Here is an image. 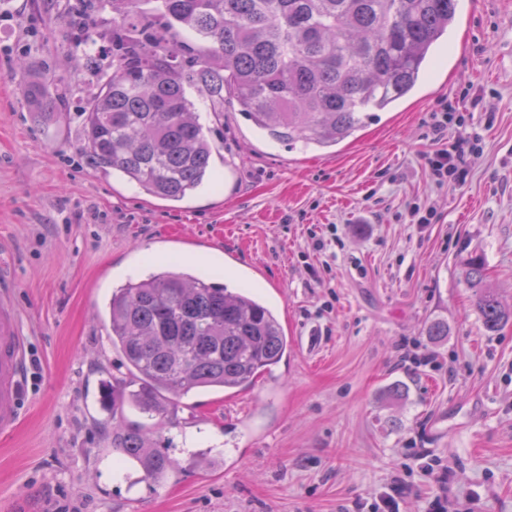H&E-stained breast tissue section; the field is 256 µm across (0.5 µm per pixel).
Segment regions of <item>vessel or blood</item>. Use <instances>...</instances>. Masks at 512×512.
I'll use <instances>...</instances> for the list:
<instances>
[{"mask_svg":"<svg viewBox=\"0 0 512 512\" xmlns=\"http://www.w3.org/2000/svg\"><path fill=\"white\" fill-rule=\"evenodd\" d=\"M28 341L15 311L0 304V434L14 427L21 416V389Z\"/></svg>","mask_w":512,"mask_h":512,"instance_id":"vessel-or-blood-1","label":"vessel or blood"}]
</instances>
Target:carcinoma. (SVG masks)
Here are the masks:
<instances>
[{"label":"carcinoma","mask_w":512,"mask_h":512,"mask_svg":"<svg viewBox=\"0 0 512 512\" xmlns=\"http://www.w3.org/2000/svg\"><path fill=\"white\" fill-rule=\"evenodd\" d=\"M456 23V0H112V70L98 68L86 33L70 48L73 70L25 79L21 92L35 112H63L76 76L91 73L79 112L86 165L181 202L213 179L214 145L189 91L215 113L232 101L290 149L332 148L420 91ZM466 276L487 331L512 320L481 257L467 259ZM105 309L112 347L137 382L108 386L115 413L166 422L189 394L236 393L288 355L261 296L191 267L161 262L113 287ZM112 447L155 483L177 465L139 426L113 429Z\"/></svg>","instance_id":"1"}]
</instances>
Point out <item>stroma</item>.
<instances>
[{"label": "stroma", "mask_w": 512, "mask_h": 512, "mask_svg": "<svg viewBox=\"0 0 512 512\" xmlns=\"http://www.w3.org/2000/svg\"><path fill=\"white\" fill-rule=\"evenodd\" d=\"M459 9L422 90L330 150L196 99L220 184L174 205L80 159L85 91L54 116L15 78L23 60L65 70L82 31L108 49L111 9L0 0V297L29 343L0 512H374L392 491L403 512L438 496L447 512H512V322L487 332L465 276L483 256L512 308V0ZM465 92L482 149L464 186L440 189L426 122ZM416 203L434 223H410ZM150 254L254 288L288 336L250 389L196 393L161 426L128 413L178 461L160 485L117 465L100 401L125 376L105 303ZM434 321L447 336H427Z\"/></svg>", "instance_id": "35a3bbf8"}]
</instances>
